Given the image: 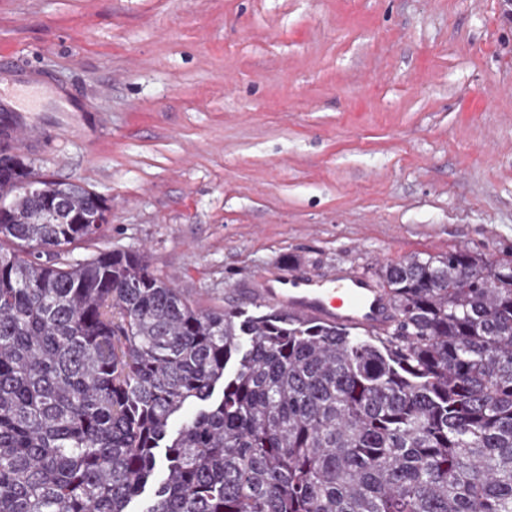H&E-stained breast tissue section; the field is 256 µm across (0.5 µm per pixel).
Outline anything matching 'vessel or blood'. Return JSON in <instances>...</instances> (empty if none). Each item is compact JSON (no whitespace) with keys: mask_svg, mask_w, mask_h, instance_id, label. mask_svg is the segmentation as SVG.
Returning a JSON list of instances; mask_svg holds the SVG:
<instances>
[{"mask_svg":"<svg viewBox=\"0 0 512 512\" xmlns=\"http://www.w3.org/2000/svg\"><path fill=\"white\" fill-rule=\"evenodd\" d=\"M254 296L268 307L368 332L383 331L390 323L391 307L384 290L353 271L327 282L306 281L293 274L271 279L261 273Z\"/></svg>","mask_w":512,"mask_h":512,"instance_id":"b4317fda","label":"vessel or blood"}]
</instances>
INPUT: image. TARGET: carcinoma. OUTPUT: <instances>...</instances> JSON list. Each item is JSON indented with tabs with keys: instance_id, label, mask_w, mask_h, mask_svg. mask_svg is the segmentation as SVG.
Returning a JSON list of instances; mask_svg holds the SVG:
<instances>
[{
	"instance_id": "obj_1",
	"label": "carcinoma",
	"mask_w": 512,
	"mask_h": 512,
	"mask_svg": "<svg viewBox=\"0 0 512 512\" xmlns=\"http://www.w3.org/2000/svg\"><path fill=\"white\" fill-rule=\"evenodd\" d=\"M12 132L1 117L0 512H131L150 487L141 512H512V259L381 267L384 334L203 309L138 253L67 259L110 208L35 178Z\"/></svg>"
}]
</instances>
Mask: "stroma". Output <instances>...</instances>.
<instances>
[{"label": "stroma", "mask_w": 512, "mask_h": 512, "mask_svg": "<svg viewBox=\"0 0 512 512\" xmlns=\"http://www.w3.org/2000/svg\"><path fill=\"white\" fill-rule=\"evenodd\" d=\"M34 175L205 308L255 274L512 256V0H0ZM67 96L71 111H56Z\"/></svg>", "instance_id": "1"}]
</instances>
